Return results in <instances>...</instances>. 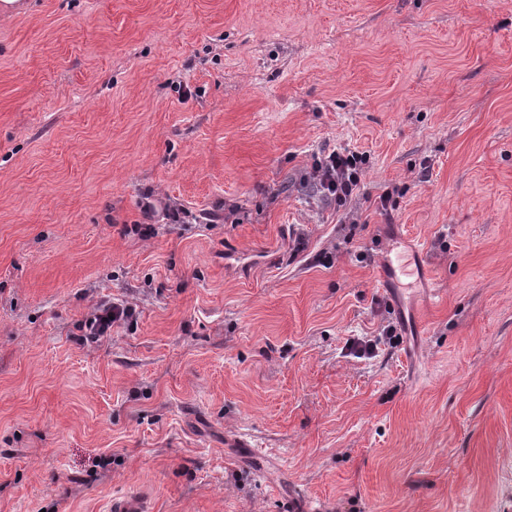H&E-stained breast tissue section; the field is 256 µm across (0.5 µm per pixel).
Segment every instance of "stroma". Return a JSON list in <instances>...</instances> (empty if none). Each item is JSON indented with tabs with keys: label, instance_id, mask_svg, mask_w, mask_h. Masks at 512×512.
Returning a JSON list of instances; mask_svg holds the SVG:
<instances>
[{
	"label": "stroma",
	"instance_id": "1",
	"mask_svg": "<svg viewBox=\"0 0 512 512\" xmlns=\"http://www.w3.org/2000/svg\"><path fill=\"white\" fill-rule=\"evenodd\" d=\"M24 2L0 512H512V0ZM339 147L342 204L310 175ZM391 246L431 288L381 287ZM103 299L134 322L82 336ZM365 161L363 153L340 148L317 161L312 174L327 196L343 203L357 190Z\"/></svg>",
	"mask_w": 512,
	"mask_h": 512
}]
</instances>
